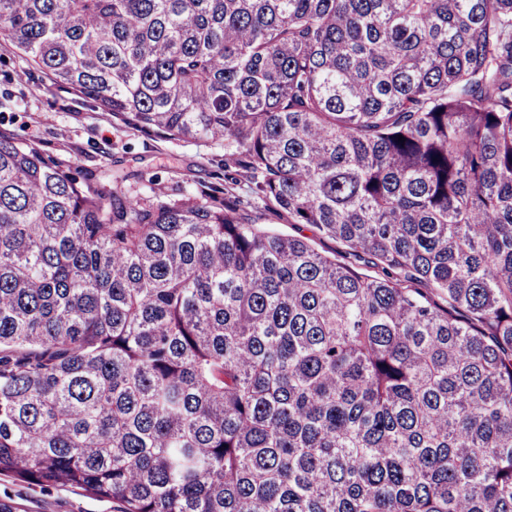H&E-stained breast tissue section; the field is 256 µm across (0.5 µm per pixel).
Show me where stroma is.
<instances>
[{"mask_svg":"<svg viewBox=\"0 0 512 512\" xmlns=\"http://www.w3.org/2000/svg\"><path fill=\"white\" fill-rule=\"evenodd\" d=\"M0 133L69 161L76 172L124 175V189L144 198L194 195L224 183V143L145 136L52 87L0 42ZM0 504L10 512H120L119 502L72 487L42 488L0 475Z\"/></svg>","mask_w":512,"mask_h":512,"instance_id":"1","label":"stroma"}]
</instances>
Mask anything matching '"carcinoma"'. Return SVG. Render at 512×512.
Masks as SVG:
<instances>
[{
    "instance_id": "carcinoma-1",
    "label": "carcinoma",
    "mask_w": 512,
    "mask_h": 512,
    "mask_svg": "<svg viewBox=\"0 0 512 512\" xmlns=\"http://www.w3.org/2000/svg\"><path fill=\"white\" fill-rule=\"evenodd\" d=\"M1 40L244 189L132 197L0 134V474L512 512V0H0ZM262 224L279 233L309 239L313 241L318 251L325 254H330L340 249V245L336 240L320 238L316 230L309 224H288L285 220H271L269 217L262 220Z\"/></svg>"
}]
</instances>
